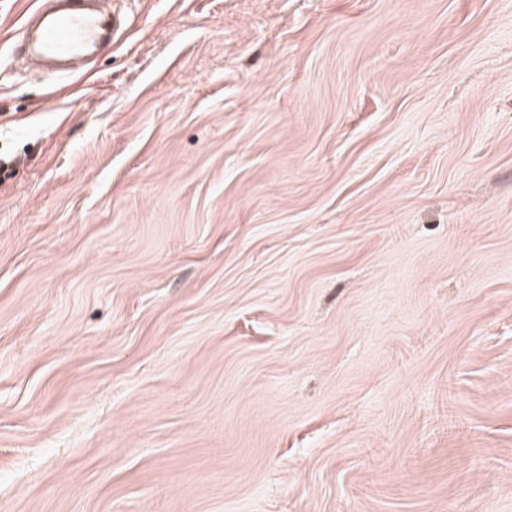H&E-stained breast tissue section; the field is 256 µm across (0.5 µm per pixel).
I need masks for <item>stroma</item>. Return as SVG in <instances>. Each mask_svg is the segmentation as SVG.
Here are the masks:
<instances>
[{"instance_id":"35a3bbf8","label":"stroma","mask_w":512,"mask_h":512,"mask_svg":"<svg viewBox=\"0 0 512 512\" xmlns=\"http://www.w3.org/2000/svg\"><path fill=\"white\" fill-rule=\"evenodd\" d=\"M0 0V512H512V0ZM99 1L51 0L49 9L35 8L12 38V55L44 76L87 75L100 49L118 43L124 32L117 10L110 12Z\"/></svg>"}]
</instances>
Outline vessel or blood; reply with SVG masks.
<instances>
[{"label":"vessel or blood","instance_id":"vessel-or-blood-1","mask_svg":"<svg viewBox=\"0 0 512 512\" xmlns=\"http://www.w3.org/2000/svg\"><path fill=\"white\" fill-rule=\"evenodd\" d=\"M123 32L120 14L101 7L99 0H52L50 8H35L22 20L12 54L45 76H84L100 49L118 43Z\"/></svg>","mask_w":512,"mask_h":512}]
</instances>
